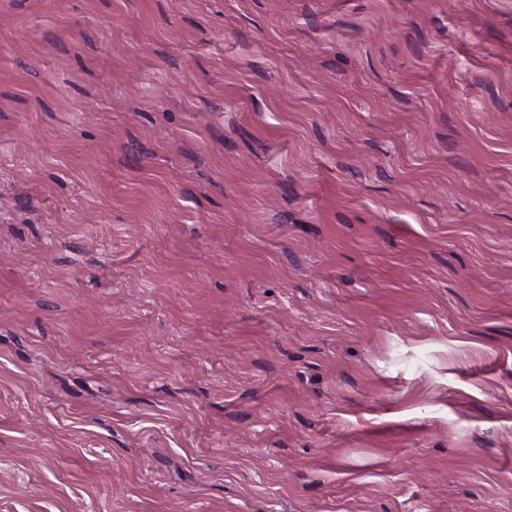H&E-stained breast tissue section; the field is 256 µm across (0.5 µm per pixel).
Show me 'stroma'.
<instances>
[{"mask_svg": "<svg viewBox=\"0 0 512 512\" xmlns=\"http://www.w3.org/2000/svg\"><path fill=\"white\" fill-rule=\"evenodd\" d=\"M0 512H512V0H0Z\"/></svg>", "mask_w": 512, "mask_h": 512, "instance_id": "obj_1", "label": "stroma"}]
</instances>
